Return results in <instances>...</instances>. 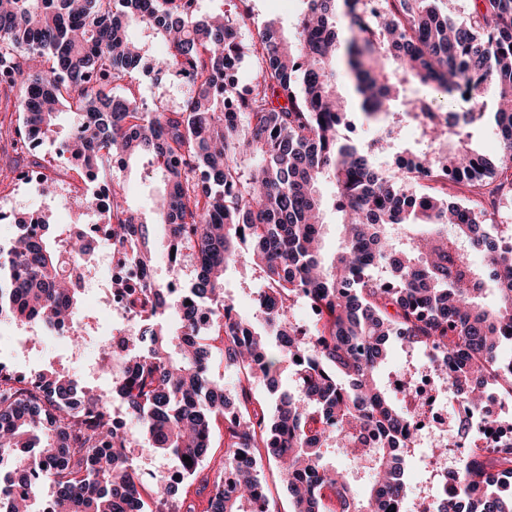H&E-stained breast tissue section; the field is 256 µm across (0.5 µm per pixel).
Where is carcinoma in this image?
<instances>
[{"mask_svg": "<svg viewBox=\"0 0 512 512\" xmlns=\"http://www.w3.org/2000/svg\"><path fill=\"white\" fill-rule=\"evenodd\" d=\"M248 2L199 20L195 0H0V85L14 93L16 142L51 139L67 114L71 131L83 130L64 141L82 173L107 169L114 155L122 172L141 157L161 172L149 216L112 175V246L139 273L128 305L151 315L119 359L112 394L146 450L184 476L179 486L155 477L145 499L112 401L89 393L70 402L74 380L53 368L29 385L0 368V454L27 453L10 473L19 495H0V512H23L28 487L46 483L54 512H257L265 461L279 467L291 512H386L406 497L410 450L405 412L378 377L392 341L434 349L437 370L453 361L448 391L471 406L487 378L512 395L502 355L512 344V225L493 220L512 195V0H473L464 19L441 10L443 0H381L375 13L367 0H303L293 34L275 19L257 28V71L242 88L226 65L243 59L237 29L249 9L239 5ZM157 41L170 49L154 59L157 73L174 69L190 83L177 112L150 109L126 87ZM346 78L367 118L416 130L409 154L420 162L397 156L402 177L379 172L349 136ZM490 91L503 145L495 168L474 144ZM438 95L460 105L425 130L422 109ZM450 184L472 199L448 200ZM330 210L340 244L328 258ZM154 224L166 229L163 280L148 247ZM447 224L490 265L463 271L462 256L428 231ZM41 227L18 223L0 246V324H65L78 309L83 292L65 268L87 263L91 230L63 241L52 217ZM239 267V287L257 289L251 319L232 315L225 288ZM173 280L187 284L186 299L167 297ZM301 300L321 321L307 333L288 316L287 302ZM216 354L246 374L232 392L211 378ZM299 355L308 358L301 368ZM283 364L292 383L280 390ZM257 379L278 395H255ZM367 429L379 447L358 446ZM218 443L226 481L210 478ZM333 443L358 459L359 474L328 461ZM449 477L454 501L436 512H512V445L470 449Z\"/></svg>", "mask_w": 512, "mask_h": 512, "instance_id": "obj_1", "label": "carcinoma"}]
</instances>
